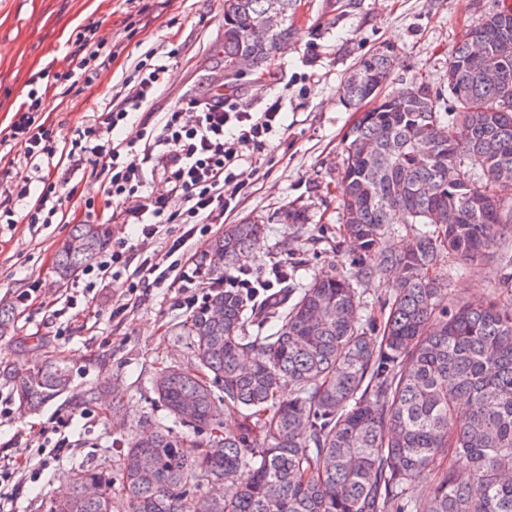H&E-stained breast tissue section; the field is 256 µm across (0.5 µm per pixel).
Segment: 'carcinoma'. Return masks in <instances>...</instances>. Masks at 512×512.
<instances>
[{
    "instance_id": "obj_1",
    "label": "carcinoma",
    "mask_w": 512,
    "mask_h": 512,
    "mask_svg": "<svg viewBox=\"0 0 512 512\" xmlns=\"http://www.w3.org/2000/svg\"><path fill=\"white\" fill-rule=\"evenodd\" d=\"M296 0H224V38L211 55L270 64L293 34ZM394 47L364 56L342 86L368 105L344 136L339 220L354 243L350 272L288 278L268 292L217 286L180 327L192 366L149 378L176 432L122 439L114 466L76 470L72 491L44 512H198L203 484L222 482L209 512H512V304L472 305L433 274L496 248L495 287L512 292V11L478 21L448 62L454 100L441 113L420 84L382 94ZM411 233L386 246L392 225ZM266 225L231 224L209 246L212 271L244 270ZM105 244L101 224H75L56 254L67 279ZM388 283L382 317L364 314L353 282ZM219 306L214 318L210 308ZM20 405L36 411L66 393L59 358L14 369ZM238 415L223 429L224 414ZM431 494L416 493L423 479ZM96 484L100 495L86 496Z\"/></svg>"
}]
</instances>
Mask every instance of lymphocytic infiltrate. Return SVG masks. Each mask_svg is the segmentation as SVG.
Wrapping results in <instances>:
<instances>
[{
  "instance_id": "obj_1",
  "label": "lymphocytic infiltrate",
  "mask_w": 512,
  "mask_h": 512,
  "mask_svg": "<svg viewBox=\"0 0 512 512\" xmlns=\"http://www.w3.org/2000/svg\"><path fill=\"white\" fill-rule=\"evenodd\" d=\"M96 20H88L75 34L74 49L66 55L65 68L48 63L52 78L34 85L19 104L0 135V146L15 145L17 162L39 172L38 186L30 182H0V215L12 216V206L28 202V224H62L68 217V202L77 192L70 176L84 172L99 185V193L84 200V218L95 224H134L141 236L159 234L169 224L183 227L171 249L177 254L169 265L142 261L131 266L128 238L106 244L95 264L83 270L88 279L111 276L139 283L164 285L174 281L187 293L188 304H197L190 288L200 272L189 265L181 251L196 236H208L213 225L223 223L240 196L250 186L242 170L245 150L264 149L281 126V104L272 102L261 113L241 108L235 94L188 90L182 103L170 106L156 123L140 119L143 105L154 98L164 81L165 65L156 63L147 51L103 111L77 126L62 142L53 127L42 120L50 90L66 87L72 79L92 84L99 72L117 56L118 45L96 39ZM67 164V177L54 176L55 161ZM159 173L169 186L167 194L155 196L145 190L146 170ZM181 205L171 208L170 201Z\"/></svg>"
}]
</instances>
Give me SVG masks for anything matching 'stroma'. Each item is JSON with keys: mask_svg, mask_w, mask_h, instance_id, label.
<instances>
[{"mask_svg": "<svg viewBox=\"0 0 512 512\" xmlns=\"http://www.w3.org/2000/svg\"><path fill=\"white\" fill-rule=\"evenodd\" d=\"M143 28L126 38L114 0H0V130L24 100L28 83L52 59L63 58L69 39L88 19L97 38L122 44V54L92 85L77 84L65 99L49 98L44 116L58 139L70 138L87 120L92 104H107L133 60L148 49L166 54L169 37L180 50L168 60L157 99L146 104L161 112L188 88L206 83L212 44L224 31V0H145ZM503 0H297L294 33L271 65L250 70L235 90L242 108L263 111L273 100L284 110V128L264 151L250 154L244 169L252 183L224 225L247 220L266 224L263 239L246 259L256 272L295 263L296 280L345 272L349 243L338 233V170L343 136L355 118L342 99L345 77L363 56L390 44L395 48L385 91L399 94L421 83L447 111L448 60L456 44L478 20L495 13ZM298 208L307 223L285 224L286 209ZM24 205L16 223H0V304L14 307L11 332L0 338V364L25 367L49 356L65 359L74 381L63 396L31 413L20 408L9 383L0 378V457L26 461L11 481L0 480L6 512H42L41 503L59 496L60 475L97 464L106 446L143 416L162 417L144 382L162 363L187 362L191 346L179 333L191 311L176 305V288L149 286L123 292L111 279L86 287L77 278L60 279L56 251L71 231L67 224H26ZM496 258L469 265L455 292L483 303L496 275ZM30 300H20L21 292ZM124 304L120 317L112 307ZM118 385L124 404L117 422L104 407L84 408L77 399L89 385ZM69 419L70 446L59 456L39 455L53 422ZM23 483L14 493L15 483Z\"/></svg>", "mask_w": 512, "mask_h": 512, "instance_id": "1", "label": "stroma"}]
</instances>
